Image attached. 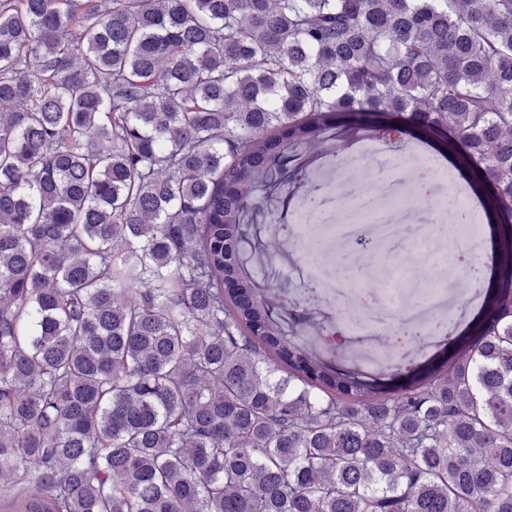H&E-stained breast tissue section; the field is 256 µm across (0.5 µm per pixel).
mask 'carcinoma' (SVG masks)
I'll return each instance as SVG.
<instances>
[{
	"label": "carcinoma",
	"mask_w": 512,
	"mask_h": 512,
	"mask_svg": "<svg viewBox=\"0 0 512 512\" xmlns=\"http://www.w3.org/2000/svg\"><path fill=\"white\" fill-rule=\"evenodd\" d=\"M384 116L500 225L477 338L393 391L238 259L276 160ZM0 512H512V0H0ZM316 347V353L319 354L327 363L338 367L344 371L355 373L361 379L365 380H376L382 383L384 386L396 388L399 384L398 381L405 380L407 378H401L395 381H389V375L376 371V369H370L359 365L358 363L351 360L346 351L350 348L348 339L338 340L335 344L318 345Z\"/></svg>",
	"instance_id": "cac0c4a2"
}]
</instances>
